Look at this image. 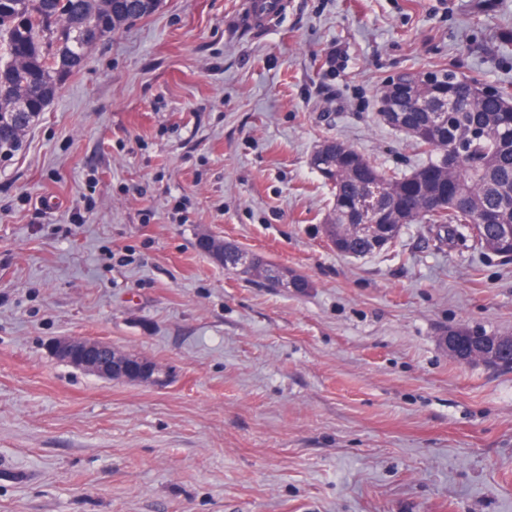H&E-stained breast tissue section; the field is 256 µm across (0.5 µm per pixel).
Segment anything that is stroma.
I'll return each instance as SVG.
<instances>
[{"label": "stroma", "instance_id": "35a3bbf8", "mask_svg": "<svg viewBox=\"0 0 512 512\" xmlns=\"http://www.w3.org/2000/svg\"><path fill=\"white\" fill-rule=\"evenodd\" d=\"M161 0L92 45L0 156V512H512V259L421 224L331 248L326 139L410 172L379 116L400 71L512 88V0ZM211 234L308 285L274 289ZM100 338L164 383L106 380L50 341ZM477 333L449 331L444 343L448 354L457 361L469 362L479 359L484 362L497 360L506 350L512 348V336H481L477 342Z\"/></svg>", "mask_w": 512, "mask_h": 512}]
</instances>
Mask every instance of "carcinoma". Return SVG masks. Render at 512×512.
Instances as JSON below:
<instances>
[{
  "mask_svg": "<svg viewBox=\"0 0 512 512\" xmlns=\"http://www.w3.org/2000/svg\"><path fill=\"white\" fill-rule=\"evenodd\" d=\"M160 0H4L0 3V108L28 101L14 126L0 129V146L16 152L22 140L14 128L54 100L61 84L87 59L91 42L71 23L101 29L109 38L125 23L147 17ZM434 75L448 84V118L440 127L420 109L429 87L406 75L411 98L402 121L393 128L412 137L430 159L408 174L385 170L348 144L332 140L335 169L324 183L332 205L324 225L336 252L364 257L375 253L365 227H355L358 197L367 184L380 196L386 223L399 228L425 224L441 244L512 252V93L492 98L480 94L479 74L459 75L441 69ZM468 143V153L454 167L441 164L449 149Z\"/></svg>",
  "mask_w": 512,
  "mask_h": 512,
  "instance_id": "1",
  "label": "carcinoma"
}]
</instances>
